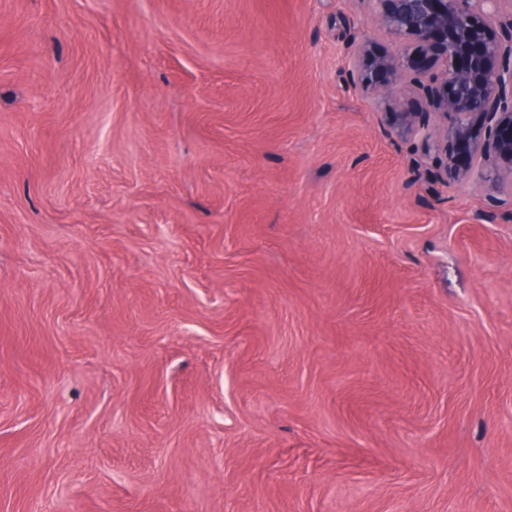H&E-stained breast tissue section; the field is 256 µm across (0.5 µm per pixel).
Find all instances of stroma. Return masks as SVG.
Wrapping results in <instances>:
<instances>
[{"label":"stroma","instance_id":"1","mask_svg":"<svg viewBox=\"0 0 512 512\" xmlns=\"http://www.w3.org/2000/svg\"><path fill=\"white\" fill-rule=\"evenodd\" d=\"M364 0H0V512H512V212L347 72Z\"/></svg>","mask_w":512,"mask_h":512}]
</instances>
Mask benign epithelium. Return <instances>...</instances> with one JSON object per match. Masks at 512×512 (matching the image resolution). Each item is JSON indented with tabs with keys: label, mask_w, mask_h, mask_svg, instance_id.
<instances>
[{
	"label": "benign epithelium",
	"mask_w": 512,
	"mask_h": 512,
	"mask_svg": "<svg viewBox=\"0 0 512 512\" xmlns=\"http://www.w3.org/2000/svg\"><path fill=\"white\" fill-rule=\"evenodd\" d=\"M365 2L392 50L369 56L367 34L353 43L351 82L384 110L388 133L400 138L418 128L417 113L396 111L399 99L421 94L445 119L422 135V156L461 177L480 163L485 190L512 205V0Z\"/></svg>",
	"instance_id": "benign-epithelium-1"
}]
</instances>
